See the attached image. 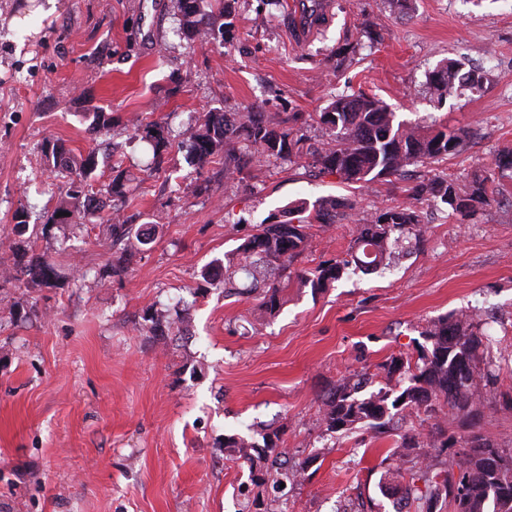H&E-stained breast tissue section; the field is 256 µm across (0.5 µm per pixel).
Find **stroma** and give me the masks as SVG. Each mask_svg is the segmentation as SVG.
<instances>
[{
	"label": "stroma",
	"instance_id": "obj_1",
	"mask_svg": "<svg viewBox=\"0 0 512 512\" xmlns=\"http://www.w3.org/2000/svg\"><path fill=\"white\" fill-rule=\"evenodd\" d=\"M0 0V265L12 264L18 209L45 224L67 192L50 187L47 142L96 151L101 189L114 160L127 175L124 214L154 226L128 270L112 275L107 225L97 216L56 224L36 248L55 260L52 286L0 279V512H239L247 467L224 437L271 427L310 479L273 491L251 486L270 512H395L381 490L393 438L323 434L322 396L340 377L377 372L414 353L426 321L481 310L512 354V169L495 174L490 204L465 220L424 207L423 251L382 274H349L315 291L290 283L287 304L261 319L256 295L228 296L202 266L223 258L291 201L336 196L350 204L312 227L295 263L342 254L356 225L405 202L420 176L468 181L512 144V0H333L325 25L295 41L286 0H230L229 34L187 41L176 0ZM381 26L369 44L365 22ZM490 68L481 90L446 100L427 75L444 59ZM382 98L399 119L436 116L468 131L464 152L406 179L352 190L306 167L253 162L225 178L199 171L179 144L199 113L313 114L355 91ZM112 116L94 138L88 113ZM159 122L171 146L161 166L133 137ZM102 280L76 287V268ZM190 313V337L149 333L148 308Z\"/></svg>",
	"mask_w": 512,
	"mask_h": 512
}]
</instances>
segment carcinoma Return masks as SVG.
Instances as JSON below:
<instances>
[{
  "label": "carcinoma",
  "mask_w": 512,
  "mask_h": 512,
  "mask_svg": "<svg viewBox=\"0 0 512 512\" xmlns=\"http://www.w3.org/2000/svg\"><path fill=\"white\" fill-rule=\"evenodd\" d=\"M181 33L188 39L211 37L231 26L216 27L217 17L230 16L227 7L214 12L211 0H180ZM490 71L469 68L461 60L450 59L429 72V88L438 100L460 89L480 90ZM327 139L316 148L306 145L303 128L308 124L301 112H291L278 119L263 112H206L191 129L186 148L187 162L204 168L224 160V174L234 175L253 160H282L293 163L303 157L323 174H334L348 187H361L375 180L401 177L407 167L431 164L461 154L468 138L462 128H450L432 121L413 125L397 118L390 105L361 91L337 96L322 112L316 113ZM112 117L93 113L88 131L103 135ZM136 134L152 144L154 154L167 147L162 127L157 122H139ZM47 169L68 177L66 199L46 224H58L78 216L88 208L86 188L96 178L97 156L90 152L75 156L64 145L46 146ZM113 176L105 195L112 210L120 213L118 202L126 198V175L120 166H112ZM493 174L474 177L460 185L445 175L422 178L407 189L409 203L377 210L367 224H359L348 248L333 259L319 263L310 271L294 272L291 267L306 249L308 230L314 224L328 226L341 217L345 201L334 196L312 203L299 199L282 210L283 219L257 225L256 232L243 238L224 261H215L200 271L202 280L212 286L224 285L241 293H253L261 299L265 317L279 315L286 300L285 283L296 278L301 287L327 288L343 275L372 274L388 269L395 260L424 247L423 212L420 205L439 202L448 218L472 217L490 204L489 183ZM63 216H58V213ZM69 216H64V213ZM13 267L8 277L50 286L59 279L56 263L35 248L34 232L24 220V210L15 215ZM112 245L110 270L119 275L128 260L151 242V232L144 225L130 224L122 217H109ZM145 321L154 336H165L174 321L163 311L148 310ZM488 322L479 314L451 311L428 321L416 342L417 358L399 354L379 365L385 383L376 390L373 375L356 373L339 379L322 397V427L329 435L346 437L366 431L373 438H395V447L386 460L402 459L406 451L421 447L415 434V422L434 421L439 447L454 448L449 457L422 458L410 468L395 465L387 470L392 486L388 494L409 504L416 512H512V464H503L506 452L483 433L478 422L492 400L502 398V405L512 409V396L497 393L501 364L492 355L499 341L489 335ZM469 423L462 433H448L447 417ZM278 430L252 436H224V447L238 461L248 466L251 481L272 482L275 488L294 484L305 478L309 457L301 463L288 462L279 450Z\"/></svg>",
  "instance_id": "carcinoma-1"
}]
</instances>
